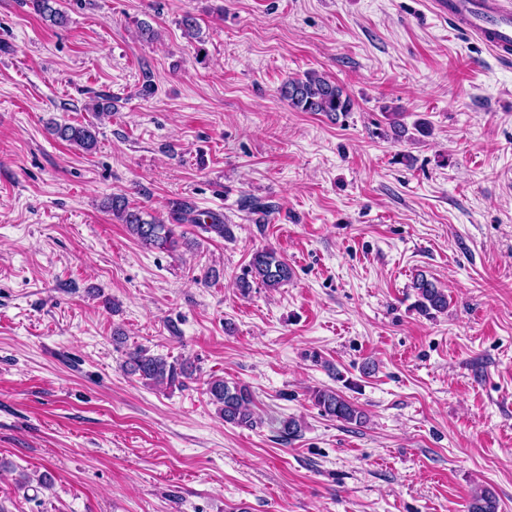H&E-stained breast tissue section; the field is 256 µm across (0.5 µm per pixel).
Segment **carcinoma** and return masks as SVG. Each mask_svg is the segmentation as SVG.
Segmentation results:
<instances>
[{"label": "carcinoma", "instance_id": "cac0c4a2", "mask_svg": "<svg viewBox=\"0 0 512 512\" xmlns=\"http://www.w3.org/2000/svg\"><path fill=\"white\" fill-rule=\"evenodd\" d=\"M34 10L54 25L66 23L65 14L53 6L54 0H31ZM281 95L296 112L324 113L328 116H345L354 108V102L345 89L316 71H307L302 76L291 78L281 87ZM47 131L67 141L84 152L96 150L98 141L94 126L89 123L58 124L51 122ZM112 215L126 225L128 232L144 247L175 252L182 246L190 247L195 241L184 233L177 232L179 225L187 222L201 232L225 239L230 236L228 225L217 217L198 213L186 202L174 200L169 209L173 223L150 217L144 218L140 211L128 207L126 198L114 196L108 202ZM292 269L288 262L273 250L262 249L252 254L243 274L237 279V287L244 294L253 286L279 288L291 278ZM417 291V309L424 315L443 313L448 309V294L434 282L420 276L413 283ZM126 371L138 377L143 383L155 386H182L184 380L193 375L192 366L186 361H168L167 358L149 353L136 347L128 353ZM205 393L216 406L224 422L253 429L261 424L251 409L253 397L250 387L240 382L210 377L203 381ZM314 404L324 416L347 423L359 422L363 413L350 401L331 389L313 391ZM302 424L295 418L280 423L279 437L288 442L301 435ZM469 512H498L496 496L484 490L473 496Z\"/></svg>", "mask_w": 512, "mask_h": 512}]
</instances>
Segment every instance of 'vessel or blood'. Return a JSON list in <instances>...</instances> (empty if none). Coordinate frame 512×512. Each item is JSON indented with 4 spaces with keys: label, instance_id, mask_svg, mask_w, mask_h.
<instances>
[{
    "label": "vessel or blood",
    "instance_id": "1",
    "mask_svg": "<svg viewBox=\"0 0 512 512\" xmlns=\"http://www.w3.org/2000/svg\"><path fill=\"white\" fill-rule=\"evenodd\" d=\"M434 12L503 60L512 59V0H432Z\"/></svg>",
    "mask_w": 512,
    "mask_h": 512
}]
</instances>
